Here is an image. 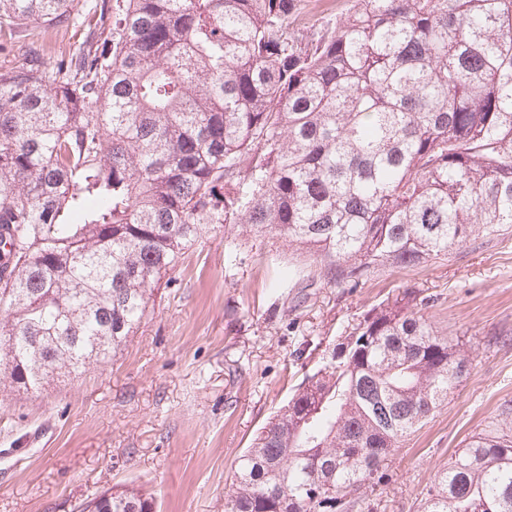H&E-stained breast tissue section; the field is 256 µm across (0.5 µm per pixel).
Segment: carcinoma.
<instances>
[{"instance_id":"carcinoma-1","label":"carcinoma","mask_w":512,"mask_h":512,"mask_svg":"<svg viewBox=\"0 0 512 512\" xmlns=\"http://www.w3.org/2000/svg\"><path fill=\"white\" fill-rule=\"evenodd\" d=\"M0 0V383L40 392L134 335L212 224L273 232L329 284L512 228V0H97L95 45L47 70ZM405 288L367 310L239 457L224 512H369L392 452L471 366ZM89 512H154L107 489ZM421 512H512V408Z\"/></svg>"}]
</instances>
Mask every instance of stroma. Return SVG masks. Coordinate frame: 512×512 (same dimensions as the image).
Returning a JSON list of instances; mask_svg holds the SVG:
<instances>
[{
	"mask_svg": "<svg viewBox=\"0 0 512 512\" xmlns=\"http://www.w3.org/2000/svg\"><path fill=\"white\" fill-rule=\"evenodd\" d=\"M94 2L75 0L63 25L17 33L11 56L68 55L95 25ZM289 268L294 284L278 287ZM405 288L432 297V328L473 354L371 497L372 512H417L451 454L512 405V233L341 288L275 234L215 225L107 363L54 377L37 395L0 394V512H79L112 487L152 493L156 512H224L236 461L259 429L347 326Z\"/></svg>",
	"mask_w": 512,
	"mask_h": 512,
	"instance_id": "obj_1",
	"label": "stroma"
}]
</instances>
